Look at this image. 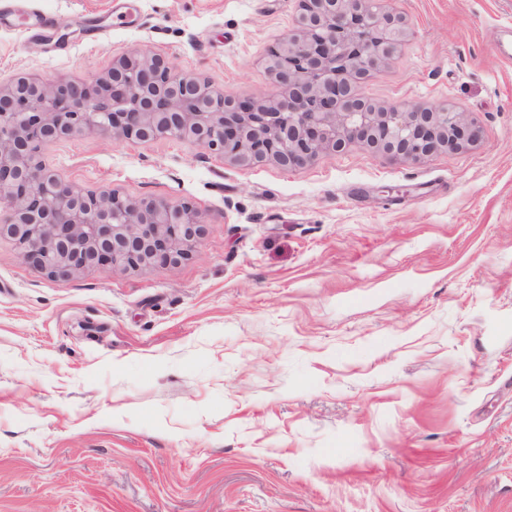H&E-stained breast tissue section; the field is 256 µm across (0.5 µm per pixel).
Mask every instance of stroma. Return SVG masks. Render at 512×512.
<instances>
[{
  "instance_id": "obj_1",
  "label": "stroma",
  "mask_w": 512,
  "mask_h": 512,
  "mask_svg": "<svg viewBox=\"0 0 512 512\" xmlns=\"http://www.w3.org/2000/svg\"><path fill=\"white\" fill-rule=\"evenodd\" d=\"M0 0V82L147 48L241 99L296 0ZM363 85L476 145L286 170L178 140L43 147L90 191L199 210L178 267L57 281L0 240V512H512V0H387ZM45 13L41 37L11 26ZM109 14L87 42L80 16Z\"/></svg>"
}]
</instances>
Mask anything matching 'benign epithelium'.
<instances>
[{
  "label": "benign epithelium",
  "instance_id": "benign-epithelium-1",
  "mask_svg": "<svg viewBox=\"0 0 512 512\" xmlns=\"http://www.w3.org/2000/svg\"><path fill=\"white\" fill-rule=\"evenodd\" d=\"M382 2L298 0L292 32L260 59L273 91L253 99L143 48L90 82L23 74L1 84L0 240L59 281L95 268L176 267L192 256L204 232L194 207L86 192L40 160L43 145L86 132L136 144L175 139L241 166L273 160L285 169L352 145L419 163L478 142L479 127L446 103L382 108L363 96L362 81L407 33Z\"/></svg>",
  "mask_w": 512,
  "mask_h": 512
}]
</instances>
